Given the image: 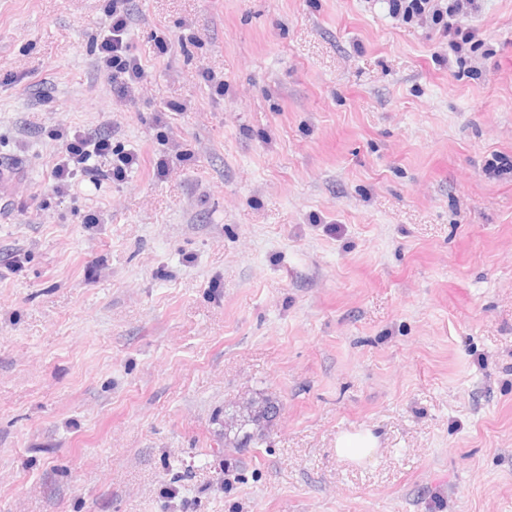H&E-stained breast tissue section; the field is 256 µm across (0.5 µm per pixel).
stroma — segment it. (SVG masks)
<instances>
[{
	"label": "stroma",
	"instance_id": "35a3bbf8",
	"mask_svg": "<svg viewBox=\"0 0 512 512\" xmlns=\"http://www.w3.org/2000/svg\"><path fill=\"white\" fill-rule=\"evenodd\" d=\"M108 7L0 0V512H512V0L462 70L386 0H131L127 103ZM100 128L168 176L57 200ZM130 0H111L107 18L96 38L97 62L112 83L113 100H132L147 84L149 73L140 59L130 52L132 23ZM258 409L249 400L232 403L227 409L225 408L224 430L229 434L235 431L241 421L248 418H257L256 412ZM379 446L377 437L368 430L341 435L336 441L338 455L350 460H363L372 455Z\"/></svg>",
	"mask_w": 512,
	"mask_h": 512
}]
</instances>
